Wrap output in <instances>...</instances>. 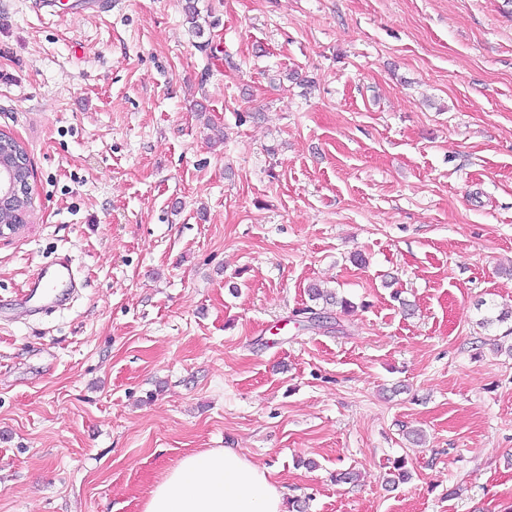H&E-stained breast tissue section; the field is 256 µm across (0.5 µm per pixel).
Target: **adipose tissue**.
Segmentation results:
<instances>
[{
	"instance_id": "1",
	"label": "adipose tissue",
	"mask_w": 512,
	"mask_h": 512,
	"mask_svg": "<svg viewBox=\"0 0 512 512\" xmlns=\"http://www.w3.org/2000/svg\"><path fill=\"white\" fill-rule=\"evenodd\" d=\"M142 512H288L269 472L232 448L179 459L149 490Z\"/></svg>"
}]
</instances>
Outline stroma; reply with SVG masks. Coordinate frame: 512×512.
Returning <instances> with one entry per match:
<instances>
[{
  "label": "stroma",
  "mask_w": 512,
  "mask_h": 512,
  "mask_svg": "<svg viewBox=\"0 0 512 512\" xmlns=\"http://www.w3.org/2000/svg\"><path fill=\"white\" fill-rule=\"evenodd\" d=\"M196 3L0 0V512H141L205 448L307 512H512V0ZM17 153L21 154V156H25V158L28 160V166L26 168H20L21 173L19 174V178H31L32 171L30 162L24 148L13 137L4 133H0V168L4 166L14 167ZM30 207V194L21 198H13L8 205L0 206V237L19 232L22 227L15 224L27 223ZM75 282V274L71 260L62 257L55 262L41 267L37 273L29 279L18 301L17 313L21 316L28 315L36 306L46 300H53V296L63 294L67 288H72Z\"/></svg>",
  "instance_id": "stroma-1"
}]
</instances>
